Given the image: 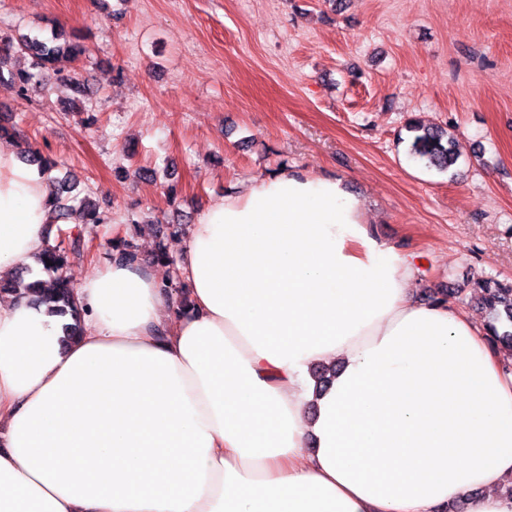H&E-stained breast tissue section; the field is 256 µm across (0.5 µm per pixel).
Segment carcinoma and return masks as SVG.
Listing matches in <instances>:
<instances>
[{
    "label": "carcinoma",
    "instance_id": "obj_1",
    "mask_svg": "<svg viewBox=\"0 0 512 512\" xmlns=\"http://www.w3.org/2000/svg\"><path fill=\"white\" fill-rule=\"evenodd\" d=\"M21 54L32 57L31 67L25 69L13 65L14 58ZM86 54V47L76 36L66 39L61 34H54L45 40L26 38L16 42L0 32V80L7 79L24 96L31 85L43 81L45 71L55 69L64 61H76ZM60 81L77 96L86 98L90 95L89 87L69 73L61 75ZM407 129L412 133L409 152L413 157L440 171L449 169L457 162L456 143L448 139L442 128L412 120L408 122ZM77 187V179L70 173L51 181L57 219L66 220L75 213L80 224L105 223L107 216L100 210V206L89 194L82 197L75 194ZM83 250L84 240L79 235L46 244L36 257V264L48 274L50 280L27 279L33 270L25 267L17 270L9 279L0 278V292L26 297L34 305L46 307L47 312L53 316L70 318V322L63 324V331L66 338L73 339L81 334L82 308L78 305L74 286L66 277L64 269L70 254ZM473 287L480 290L482 304L490 314L486 322L490 340L512 350V283L478 279L473 282ZM335 373L334 366L314 368L312 377L315 388H326Z\"/></svg>",
    "mask_w": 512,
    "mask_h": 512
}]
</instances>
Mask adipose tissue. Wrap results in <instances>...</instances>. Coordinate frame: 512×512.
I'll list each match as a JSON object with an SVG mask.
<instances>
[{
  "instance_id": "adipose-tissue-1",
  "label": "adipose tissue",
  "mask_w": 512,
  "mask_h": 512,
  "mask_svg": "<svg viewBox=\"0 0 512 512\" xmlns=\"http://www.w3.org/2000/svg\"><path fill=\"white\" fill-rule=\"evenodd\" d=\"M55 213L0 148V276ZM336 177L280 169L198 217L166 278L78 281L84 331L0 301V512H512V371L484 326L419 302ZM338 370L316 393L310 368Z\"/></svg>"
}]
</instances>
